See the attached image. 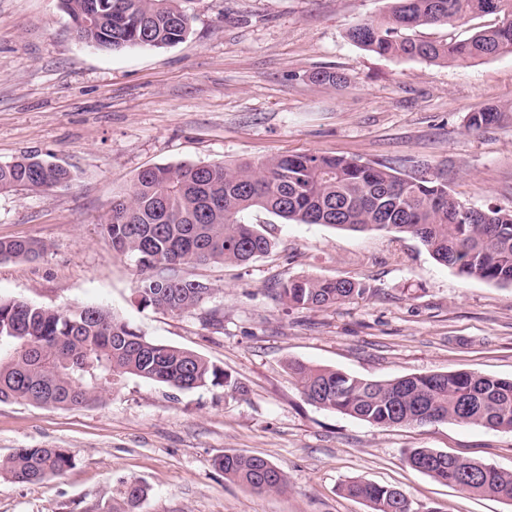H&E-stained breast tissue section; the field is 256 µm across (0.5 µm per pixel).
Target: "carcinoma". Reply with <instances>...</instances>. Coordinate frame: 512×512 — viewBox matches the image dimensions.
<instances>
[{
	"label": "carcinoma",
	"instance_id": "cac0c4a2",
	"mask_svg": "<svg viewBox=\"0 0 512 512\" xmlns=\"http://www.w3.org/2000/svg\"><path fill=\"white\" fill-rule=\"evenodd\" d=\"M94 3L100 5L98 18L73 37L97 50L170 47L191 30L192 17L180 0H59L71 19ZM489 14L499 16V24L465 40L434 43L413 37L420 27ZM348 37L381 56L467 65L512 53V0H389L383 17L352 26ZM510 113L512 107L489 106L471 113L468 127L486 129ZM68 179L67 169L36 154L0 163L1 193L46 191ZM448 195L446 183L424 175L322 153L278 155L257 163L156 165L141 170L130 190L113 199L100 230L113 252L139 269V304L177 314L199 309L213 288L157 271L186 264L245 265L268 254L274 246L270 237L241 220L250 211L299 224L409 235L458 275L511 286L512 210L488 206L468 217L448 208ZM45 251L35 240L0 239V261L36 258ZM365 292L356 280L300 276L283 284L279 297L297 309H322ZM288 369L308 402L371 424L448 421L512 432V378L456 370L373 381L299 361ZM127 376L179 390L231 386L224 369L192 351L147 339L102 305L60 310L0 299L1 403L85 406ZM405 459L412 469L463 492L512 501V472L433 448H409ZM73 466V458L60 448H18L0 458V477L31 483L61 476ZM215 467L260 494L279 492L287 484L284 472L261 456L226 453ZM342 490L368 503L371 512H411L409 499L397 488L349 481ZM124 495L134 507L147 488L131 479Z\"/></svg>",
	"mask_w": 512,
	"mask_h": 512
}]
</instances>
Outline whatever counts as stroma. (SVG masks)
Instances as JSON below:
<instances>
[{
	"label": "stroma",
	"instance_id": "stroma-1",
	"mask_svg": "<svg viewBox=\"0 0 512 512\" xmlns=\"http://www.w3.org/2000/svg\"><path fill=\"white\" fill-rule=\"evenodd\" d=\"M191 32L174 46L103 52L75 42L58 0H0V162L36 152L66 186L0 194V239L46 252L0 262V298L67 309L101 304L149 339L224 369L236 390L191 391L129 377L90 406L0 403V457L54 447L65 475L0 477V512H127L124 485L149 493L136 512H370L341 486L403 490L413 512H512L413 470L432 448L512 471V432L439 422L377 426L307 402L288 363L372 380L468 370L512 377V286L466 279L408 235L351 232L249 213L273 240L249 264L184 265L209 282L202 309L138 304L140 273L100 226L112 199L154 164L257 162L318 152L444 179L477 208L512 209V118L472 130L470 113L512 106V53L466 66L381 56L348 29L387 0H183ZM341 82L315 81L322 69ZM298 276L347 277L365 298L323 310L278 296ZM219 309L215 328L203 315ZM227 452L262 456L288 478L258 494L225 480Z\"/></svg>",
	"mask_w": 512,
	"mask_h": 512
}]
</instances>
